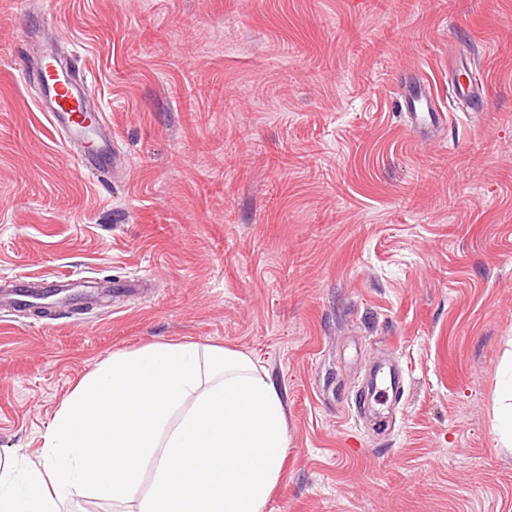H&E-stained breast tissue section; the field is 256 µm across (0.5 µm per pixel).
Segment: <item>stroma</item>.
<instances>
[{"instance_id": "stroma-1", "label": "stroma", "mask_w": 512, "mask_h": 512, "mask_svg": "<svg viewBox=\"0 0 512 512\" xmlns=\"http://www.w3.org/2000/svg\"><path fill=\"white\" fill-rule=\"evenodd\" d=\"M0 0V287L83 273L107 303L0 311V454L41 460L78 381L157 341L249 354L286 394L266 512H512V0H54L120 170L70 155ZM474 57L482 110L450 108ZM450 118L418 137L409 79ZM403 392L372 427L375 365ZM496 433L498 448L512 452V354L501 369Z\"/></svg>"}]
</instances>
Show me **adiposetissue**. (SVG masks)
Masks as SVG:
<instances>
[{
    "label": "adipose tissue",
    "mask_w": 512,
    "mask_h": 512,
    "mask_svg": "<svg viewBox=\"0 0 512 512\" xmlns=\"http://www.w3.org/2000/svg\"><path fill=\"white\" fill-rule=\"evenodd\" d=\"M286 414L243 352L162 342L113 354L56 412L39 464L0 454V512H64L75 490L114 512H265Z\"/></svg>",
    "instance_id": "ef3b65f1"
}]
</instances>
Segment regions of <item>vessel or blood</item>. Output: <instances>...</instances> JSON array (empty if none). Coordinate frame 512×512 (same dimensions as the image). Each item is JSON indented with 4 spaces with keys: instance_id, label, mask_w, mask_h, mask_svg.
I'll return each mask as SVG.
<instances>
[{
    "instance_id": "b4317fda",
    "label": "vessel or blood",
    "mask_w": 512,
    "mask_h": 512,
    "mask_svg": "<svg viewBox=\"0 0 512 512\" xmlns=\"http://www.w3.org/2000/svg\"><path fill=\"white\" fill-rule=\"evenodd\" d=\"M23 72L41 74L36 101L53 129L84 167L114 172L119 162L112 152V129L106 123L102 105L92 92L88 77L82 76L66 59L64 40L50 23L35 27L26 43ZM455 94L465 102H479L482 86L466 60L455 68ZM407 122L420 137L433 138L447 117L422 83L405 84L398 100Z\"/></svg>"
}]
</instances>
